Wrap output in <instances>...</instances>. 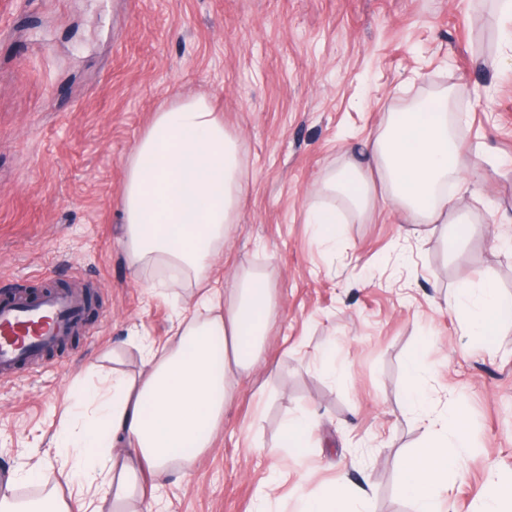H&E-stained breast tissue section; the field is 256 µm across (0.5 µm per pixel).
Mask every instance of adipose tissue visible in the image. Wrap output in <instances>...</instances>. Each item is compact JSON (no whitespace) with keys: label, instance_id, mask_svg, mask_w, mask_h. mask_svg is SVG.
<instances>
[{"label":"adipose tissue","instance_id":"adipose-tissue-1","mask_svg":"<svg viewBox=\"0 0 512 512\" xmlns=\"http://www.w3.org/2000/svg\"><path fill=\"white\" fill-rule=\"evenodd\" d=\"M452 96L443 89L390 115L364 160L336 170L321 193L361 213L378 187L406 223L451 225L455 242L477 234L448 193L461 152L448 123ZM373 172L380 185L370 181ZM246 190L238 141L206 97H179L155 112L125 163L122 250L129 269L146 274V288L176 284L194 289L195 299L167 340L145 346L138 371L96 370L90 382L76 384L52 447L69 495L51 491L35 504L1 489L0 512H112L127 498L142 504L157 497L169 474L190 469L215 446L236 381L258 365L277 308L263 273L242 269L210 285ZM448 306L482 337L501 313L489 282ZM470 446L462 410L429 420L425 444L404 463L398 487L414 512H448V486ZM302 512H370V505L337 484L306 499Z\"/></svg>","mask_w":512,"mask_h":512}]
</instances>
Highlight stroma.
<instances>
[{
    "label": "stroma",
    "instance_id": "1",
    "mask_svg": "<svg viewBox=\"0 0 512 512\" xmlns=\"http://www.w3.org/2000/svg\"><path fill=\"white\" fill-rule=\"evenodd\" d=\"M494 0H0V291L91 292L89 325L0 383V485L21 500L65 490L48 442L90 365L130 335L163 340L186 297L149 296L118 242L123 161L154 112L205 95L237 138L247 192L218 260L256 269L278 298L262 361L240 380L224 434L162 491L163 512H299L345 483L373 512H412L397 493L421 429L405 411L421 356L435 410L464 404L473 446L449 488L474 512L490 469L512 473V54ZM454 86L463 146L454 202L481 231L406 224L392 203L359 215L314 198L389 111ZM345 212L336 247L305 222L310 202ZM491 282L507 309L470 336L445 308ZM291 411L312 415L304 454L276 446ZM38 482L23 481L30 468Z\"/></svg>",
    "mask_w": 512,
    "mask_h": 512
}]
</instances>
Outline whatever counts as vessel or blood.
<instances>
[{"instance_id":"b4317fda","label":"vessel or blood","mask_w":512,"mask_h":512,"mask_svg":"<svg viewBox=\"0 0 512 512\" xmlns=\"http://www.w3.org/2000/svg\"><path fill=\"white\" fill-rule=\"evenodd\" d=\"M82 294L62 290L28 293L24 285L0 294V381L32 367L57 350L83 323Z\"/></svg>"}]
</instances>
